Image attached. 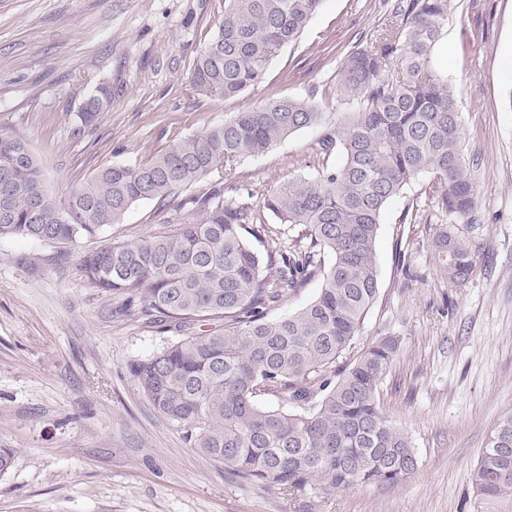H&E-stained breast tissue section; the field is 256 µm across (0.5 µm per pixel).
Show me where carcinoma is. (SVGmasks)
<instances>
[{
	"instance_id": "cac0c4a2",
	"label": "carcinoma",
	"mask_w": 512,
	"mask_h": 512,
	"mask_svg": "<svg viewBox=\"0 0 512 512\" xmlns=\"http://www.w3.org/2000/svg\"><path fill=\"white\" fill-rule=\"evenodd\" d=\"M322 0H224L217 30L195 59L191 85L231 99L261 84L281 48L303 34ZM451 0H397L391 24L352 51L336 78L359 104L348 123L321 138L343 163L315 179H290L261 208L305 231L299 250L261 252L260 213L226 178L191 196L180 227L81 258L102 290L143 291L141 313L184 331L177 341L131 366L154 408L195 438V447L236 476L301 491L312 483L343 490L394 485L417 467L408 436L380 409L379 387L400 350L383 336L343 360L379 292L374 247L387 202L412 180L458 219L475 206L474 182L461 150L458 92L435 66ZM112 102L100 84L77 114L94 123ZM324 113L293 97L231 113L224 123L176 140L137 167L108 165L61 201L47 188L27 142L0 134V238L75 244L119 221L138 201L163 207L179 191L238 158L258 156L293 133L321 126ZM432 246L447 257L448 282L466 283L479 264L454 224L439 225ZM322 276L316 299L276 319L268 311L285 290ZM225 321L192 331L197 321ZM273 396L297 407L271 409ZM476 512L512 500V415L499 422L472 472Z\"/></svg>"
}]
</instances>
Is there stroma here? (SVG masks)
Returning <instances> with one entry per match:
<instances>
[{
  "instance_id": "1",
  "label": "stroma",
  "mask_w": 512,
  "mask_h": 512,
  "mask_svg": "<svg viewBox=\"0 0 512 512\" xmlns=\"http://www.w3.org/2000/svg\"><path fill=\"white\" fill-rule=\"evenodd\" d=\"M394 2L323 0L264 82L224 100L190 85L224 0H0V132L29 144L63 200L102 166L139 165L273 97L315 103L334 127L354 109L336 74ZM435 59L459 91L476 191L459 228L479 265L459 287L442 277L429 229L450 218L425 196L426 177L413 180L383 210L379 294L354 343L359 352L401 339L379 406L410 438L416 470L395 485L288 494L231 474L160 415L129 367L179 329L79 266L83 254L177 229L182 211L140 201L75 246L0 238V445L16 450L0 475V512H472L471 473L512 413V0H452ZM100 83L112 103L82 125L76 114ZM321 135L301 129L229 174L260 202L341 164Z\"/></svg>"
}]
</instances>
